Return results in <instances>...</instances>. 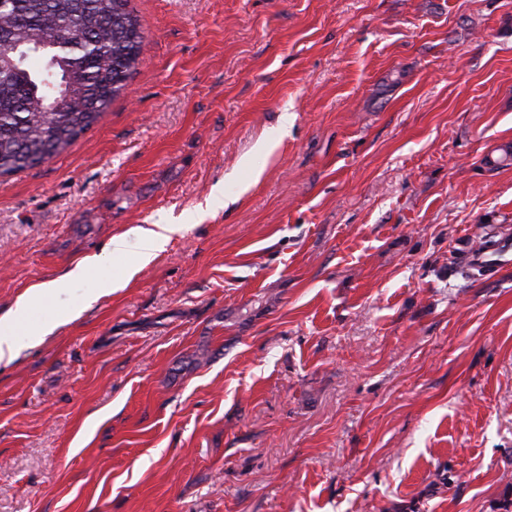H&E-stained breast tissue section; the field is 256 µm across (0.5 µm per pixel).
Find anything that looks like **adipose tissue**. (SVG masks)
I'll return each mask as SVG.
<instances>
[{
    "mask_svg": "<svg viewBox=\"0 0 512 512\" xmlns=\"http://www.w3.org/2000/svg\"><path fill=\"white\" fill-rule=\"evenodd\" d=\"M125 241L123 238L113 239L107 254H99L83 258L77 262L67 273L59 279L41 284L30 289L16 303L13 310L0 317V363L12 362L19 351V335L28 323L29 316L37 303L46 297L67 287L71 282L85 279L91 271H99L100 277L97 283L98 293L111 292L112 280L109 276L102 274L101 269L107 261L108 254L121 252Z\"/></svg>",
    "mask_w": 512,
    "mask_h": 512,
    "instance_id": "adipose-tissue-1",
    "label": "adipose tissue"
}]
</instances>
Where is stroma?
Segmentation results:
<instances>
[{"label":"stroma","instance_id":"obj_1","mask_svg":"<svg viewBox=\"0 0 512 512\" xmlns=\"http://www.w3.org/2000/svg\"><path fill=\"white\" fill-rule=\"evenodd\" d=\"M129 7L123 93L0 177V316L126 238L0 365V512H512V266L464 259L512 239V0ZM177 224H151L150 226H135L130 229L139 241L138 264L146 265L158 252L162 251L170 241L172 235L180 232Z\"/></svg>","mask_w":512,"mask_h":512}]
</instances>
